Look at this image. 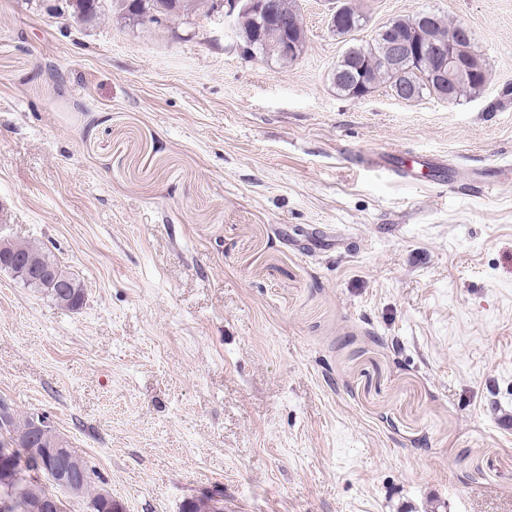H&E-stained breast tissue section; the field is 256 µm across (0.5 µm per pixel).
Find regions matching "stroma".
<instances>
[{"mask_svg": "<svg viewBox=\"0 0 512 512\" xmlns=\"http://www.w3.org/2000/svg\"><path fill=\"white\" fill-rule=\"evenodd\" d=\"M0 0L4 235L85 302L0 269V397L47 416L124 512H512V0H363L365 42L433 8L491 79L451 104L337 95L336 0L307 48L244 58L229 23L158 33ZM457 170L411 185L360 155ZM4 253L13 256L23 266L31 270H39L48 264H56L61 271V275L74 283L75 288L64 278H61L59 273L53 267H45L37 273V278L50 288H68L67 290H49L48 288H41L36 281H31L26 288H31L34 291L44 293L51 301L58 307L77 310V306L81 303V307L85 300L84 289L77 278L63 267L58 259L48 250L39 247L29 241L8 238L5 241ZM222 497L217 499L216 497ZM183 512H223L224 495L222 492L205 493L192 498L183 506Z\"/></svg>", "mask_w": 512, "mask_h": 512, "instance_id": "obj_1", "label": "stroma"}]
</instances>
